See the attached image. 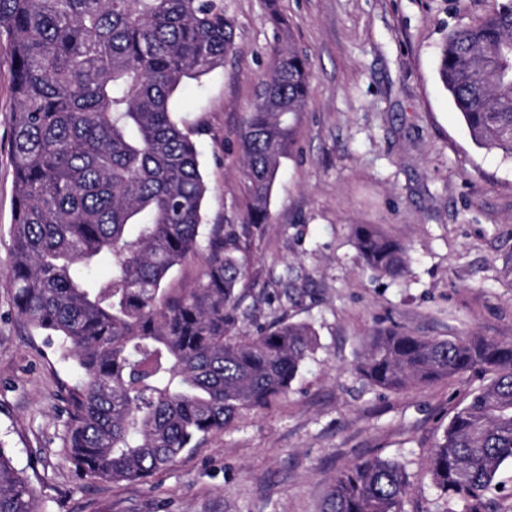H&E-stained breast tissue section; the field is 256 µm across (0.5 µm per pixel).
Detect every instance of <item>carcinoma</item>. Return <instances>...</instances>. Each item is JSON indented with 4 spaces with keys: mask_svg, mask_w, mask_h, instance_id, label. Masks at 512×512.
<instances>
[{
    "mask_svg": "<svg viewBox=\"0 0 512 512\" xmlns=\"http://www.w3.org/2000/svg\"><path fill=\"white\" fill-rule=\"evenodd\" d=\"M276 29L241 128L243 223L205 235L207 186L173 95L232 49L224 0H0L14 95L10 277L21 318L81 371L68 391L67 449L87 477L146 480L286 394L316 347L306 323L278 319L254 336L237 328L250 226L268 223L293 144L290 116L311 80L307 55ZM437 73L473 142L512 158V0L450 30ZM353 234L373 271H404L400 244L371 224ZM203 238L207 268L170 293L168 274ZM102 260L112 277L96 281L89 272ZM356 370L393 392L486 377L444 427L429 473L442 512H497V493L512 500L497 481L512 461V340L382 330L366 340ZM410 485L400 461L359 458L341 471L324 512H404ZM0 512H38L35 488L1 443Z\"/></svg>",
    "mask_w": 512,
    "mask_h": 512,
    "instance_id": "carcinoma-1",
    "label": "carcinoma"
}]
</instances>
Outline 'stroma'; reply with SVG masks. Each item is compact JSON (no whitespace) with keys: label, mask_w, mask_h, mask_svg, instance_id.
<instances>
[{"label":"stroma","mask_w":512,"mask_h":512,"mask_svg":"<svg viewBox=\"0 0 512 512\" xmlns=\"http://www.w3.org/2000/svg\"><path fill=\"white\" fill-rule=\"evenodd\" d=\"M492 3L224 0L233 49L174 96L208 186L203 222L237 224L246 210L242 118L280 18L312 77L269 221L251 229L239 326L252 333L280 318L306 322L317 346L287 395L143 482L77 474L64 397L81 373L17 313L8 275L13 99L0 53V443L35 486L41 512H321L339 472L359 457L404 463L412 475L405 512H437L430 453L482 375L394 393L355 365L365 338L384 329L512 339V160L474 144L437 74L449 29ZM357 224L377 225L406 248L401 277L366 267Z\"/></svg>","instance_id":"obj_1"}]
</instances>
